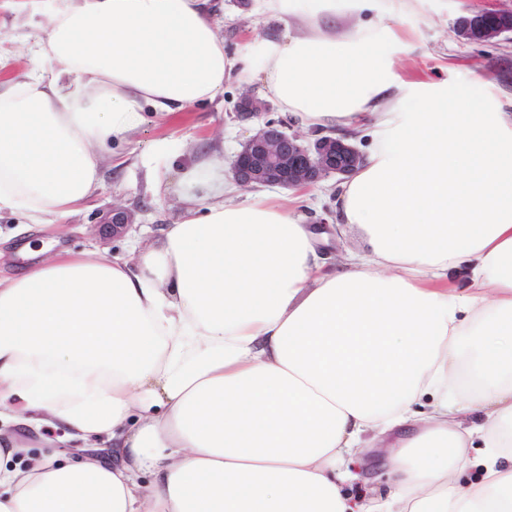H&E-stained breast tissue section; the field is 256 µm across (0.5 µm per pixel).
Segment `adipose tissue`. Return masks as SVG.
Instances as JSON below:
<instances>
[{"label": "adipose tissue", "mask_w": 512, "mask_h": 512, "mask_svg": "<svg viewBox=\"0 0 512 512\" xmlns=\"http://www.w3.org/2000/svg\"><path fill=\"white\" fill-rule=\"evenodd\" d=\"M23 78L0 81V214L81 212L146 115L260 84L307 128H367L327 232L237 185L213 142L176 223L134 259L44 242L0 277V512H512V113L465 80H402L386 0H265L233 55L209 0H51ZM33 432L41 448L23 439ZM386 446V492L345 490ZM480 447L478 457L469 450ZM476 478L465 479L470 469Z\"/></svg>", "instance_id": "ef3b65f1"}]
</instances>
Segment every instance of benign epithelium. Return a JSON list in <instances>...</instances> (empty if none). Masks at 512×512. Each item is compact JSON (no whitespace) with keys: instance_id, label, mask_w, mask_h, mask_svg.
I'll use <instances>...</instances> for the list:
<instances>
[{"instance_id":"1","label":"benign epithelium","mask_w":512,"mask_h":512,"mask_svg":"<svg viewBox=\"0 0 512 512\" xmlns=\"http://www.w3.org/2000/svg\"><path fill=\"white\" fill-rule=\"evenodd\" d=\"M487 16L510 19L512 9L467 11L454 20L452 31L459 40L468 43L512 42V29L483 23ZM266 111L267 105L252 94L241 95L236 118L256 120L258 125L229 163V173L239 186L296 189L331 176H348L362 161V153L351 142L353 136L315 131L306 141L290 131L284 120L266 118ZM132 227L129 210L112 209V235H124Z\"/></svg>"}]
</instances>
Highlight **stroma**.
<instances>
[{
	"label": "stroma",
	"instance_id": "obj_1",
	"mask_svg": "<svg viewBox=\"0 0 512 512\" xmlns=\"http://www.w3.org/2000/svg\"><path fill=\"white\" fill-rule=\"evenodd\" d=\"M511 8L512 0H409L407 8L392 20L408 42L397 54L399 74L409 81H423L480 73L489 83V92L512 113V44H469L455 39L451 31L454 19L465 10ZM213 22L230 54L239 52L253 35L270 37L279 32L276 23L263 13L261 0H216ZM43 23L39 14L0 11V61L5 64L1 74L18 78L26 73L25 54L35 49L42 37ZM242 92V86L230 83L214 103L147 118L131 133L128 143L113 147L111 157L104 159L103 191L87 209L61 219L51 228V235L67 246L92 247L109 258L126 257L127 239L111 238L104 230L112 221L113 204L118 203L134 214L130 237L146 244L156 242L162 228L177 221L182 202L175 195L161 201L154 198L141 165L142 155L159 139L172 143L178 154L167 175L172 183L178 181L204 139H222L224 157L232 159L254 128L253 123L234 116Z\"/></svg>",
	"mask_w": 512,
	"mask_h": 512
}]
</instances>
